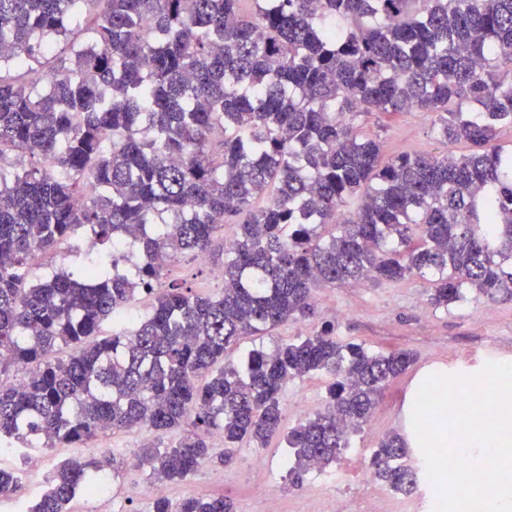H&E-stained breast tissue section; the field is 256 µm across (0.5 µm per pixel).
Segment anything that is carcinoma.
<instances>
[{"mask_svg": "<svg viewBox=\"0 0 512 512\" xmlns=\"http://www.w3.org/2000/svg\"><path fill=\"white\" fill-rule=\"evenodd\" d=\"M413 110L470 152L382 160L358 121ZM506 126L512 0H0V377L27 369L0 380V448L189 425L139 457L157 482L184 481L243 442L266 447L283 387L329 374L325 407L285 435L299 485L348 447L411 353L324 328L241 367L224 354L314 315L330 285L417 276L433 307L470 291L511 299ZM17 153L38 164L10 161ZM226 224L218 292L164 284L171 262L209 253ZM80 228L109 248L27 284L35 258ZM159 287L150 313L131 317L137 294ZM407 455L397 434L372 458L402 494L420 473ZM104 467L62 461L29 512H68ZM21 486L22 468L1 463L0 493ZM153 512L235 504L158 496Z\"/></svg>", "mask_w": 512, "mask_h": 512, "instance_id": "1", "label": "carcinoma"}]
</instances>
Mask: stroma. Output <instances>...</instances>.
Segmentation results:
<instances>
[{"instance_id": "obj_1", "label": "stroma", "mask_w": 512, "mask_h": 512, "mask_svg": "<svg viewBox=\"0 0 512 512\" xmlns=\"http://www.w3.org/2000/svg\"><path fill=\"white\" fill-rule=\"evenodd\" d=\"M364 129L378 135L387 158L447 152L459 155L470 150L463 141L437 140L432 133V117L426 112L376 114L366 120ZM87 238L86 231H78L53 254L33 262L30 281H39L59 268H73L85 255ZM223 265L224 243L218 240L205 259L180 258L171 277L209 294L219 285L215 274ZM427 289V283L415 276L397 283L325 288L318 293L315 317L279 326L265 336L246 338L229 351V359L237 361L249 350L269 351L280 341L309 336L331 324L338 340L361 343L376 352L413 353L411 367L384 390L376 417L351 433L349 448L336 462L321 472L305 473L301 487H292L287 466L290 450L278 436L263 448L240 445L230 465L207 463L190 479L166 484L167 497L176 502L200 494L223 495L234 501L236 512H269L273 504L279 512H324L336 497H356L359 474L369 468L381 439L405 432L406 409L422 375H474L490 362L512 363V300L490 302L471 294L462 303L437 309L428 304ZM326 386L327 379L322 375L288 382L281 394L285 428L296 426L320 407ZM149 439L162 447L173 437L166 434L154 438L143 429L116 430L100 434L79 449L62 445L41 449L42 465L23 483L21 494H39L47 475L64 459L107 455L113 458L115 468L110 496L97 501L78 495L70 503L69 512H152L151 498L141 493L151 479L137 461L142 444Z\"/></svg>"}]
</instances>
